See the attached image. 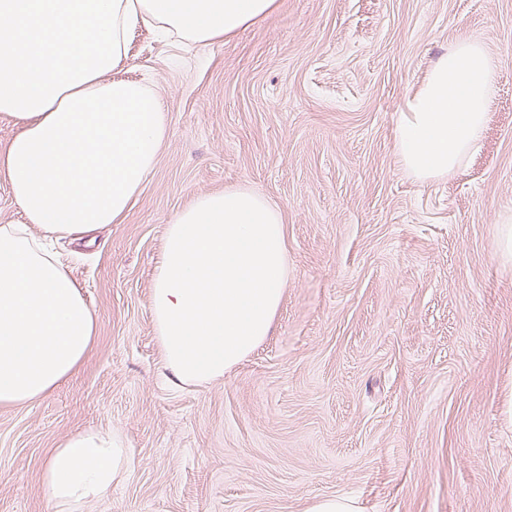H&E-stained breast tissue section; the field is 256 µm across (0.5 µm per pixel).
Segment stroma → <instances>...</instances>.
Here are the masks:
<instances>
[{
    "label": "stroma",
    "mask_w": 512,
    "mask_h": 512,
    "mask_svg": "<svg viewBox=\"0 0 512 512\" xmlns=\"http://www.w3.org/2000/svg\"><path fill=\"white\" fill-rule=\"evenodd\" d=\"M497 64L484 136L420 181L396 107L461 38ZM112 77L169 124L121 224L56 244L97 317L77 373L0 406V512H54L52 448L112 428L133 467L85 512H512V0H276L199 48L138 23ZM276 206L288 279L268 338L223 380L179 386L150 310L165 227L203 194ZM308 512H358V507L352 497L326 496L314 500Z\"/></svg>",
    "instance_id": "35a3bbf8"
}]
</instances>
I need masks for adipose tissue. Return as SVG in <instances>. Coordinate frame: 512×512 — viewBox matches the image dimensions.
<instances>
[{
  "label": "adipose tissue",
  "instance_id": "obj_1",
  "mask_svg": "<svg viewBox=\"0 0 512 512\" xmlns=\"http://www.w3.org/2000/svg\"><path fill=\"white\" fill-rule=\"evenodd\" d=\"M275 0H0V112L18 131L0 152L23 210L0 225V405H29L73 376L96 335L79 283L54 242L126 219L169 126L145 83L109 79L132 23L150 17L207 47L269 15ZM496 65L460 39L394 112L405 171L458 170L496 94ZM124 436L84 429L50 453L43 490L55 512H84L132 469Z\"/></svg>",
  "mask_w": 512,
  "mask_h": 512
}]
</instances>
